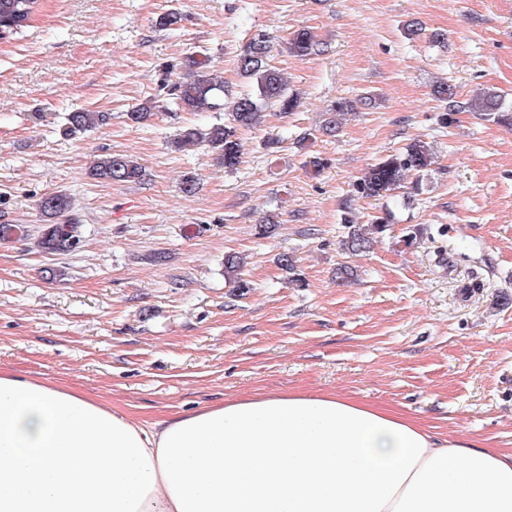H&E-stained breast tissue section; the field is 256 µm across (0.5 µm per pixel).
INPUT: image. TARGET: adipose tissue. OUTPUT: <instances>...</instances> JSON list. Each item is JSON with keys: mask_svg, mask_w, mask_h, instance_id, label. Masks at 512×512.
Segmentation results:
<instances>
[{"mask_svg": "<svg viewBox=\"0 0 512 512\" xmlns=\"http://www.w3.org/2000/svg\"><path fill=\"white\" fill-rule=\"evenodd\" d=\"M0 512H512V450L333 392L146 426L0 371Z\"/></svg>", "mask_w": 512, "mask_h": 512, "instance_id": "1", "label": "adipose tissue"}]
</instances>
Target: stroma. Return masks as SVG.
Listing matches in <instances>:
<instances>
[{"mask_svg": "<svg viewBox=\"0 0 512 512\" xmlns=\"http://www.w3.org/2000/svg\"><path fill=\"white\" fill-rule=\"evenodd\" d=\"M170 10L181 22L158 28ZM409 20L444 41L407 40ZM300 29L319 53L289 54ZM261 34L301 107H266L262 126L239 129L235 171L209 148L178 150L179 129L229 114L183 111L162 84L197 53L225 101L255 91L238 59ZM442 79L462 102L482 88L512 95V0H38L0 43V218L36 227L39 198L62 191L83 245L0 244V370L148 425L228 397L323 391L511 450L512 126L470 111L441 126ZM340 98L353 112L337 136L320 133ZM155 100L147 120H129ZM77 108L106 120L65 135ZM305 133L316 139L302 149ZM270 136L280 152L265 150ZM415 138L435 152L420 194L353 198L354 181ZM118 152L138 158L142 181L91 178L97 157ZM347 207L361 224L391 213L368 253L342 248ZM269 214L279 225L263 237ZM228 254L244 259L232 278ZM343 265L354 280L337 278Z\"/></svg>", "mask_w": 512, "mask_h": 512, "instance_id": "1", "label": "stroma"}]
</instances>
